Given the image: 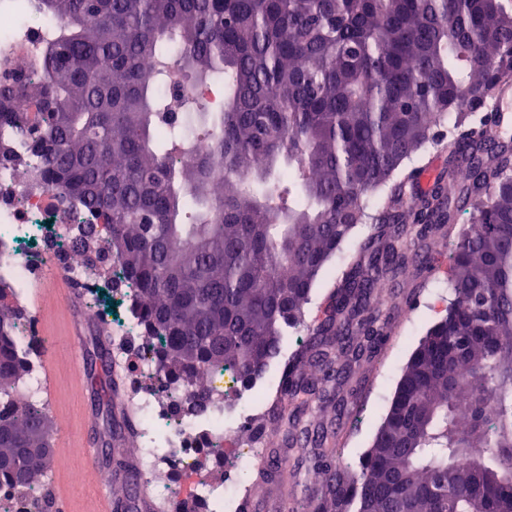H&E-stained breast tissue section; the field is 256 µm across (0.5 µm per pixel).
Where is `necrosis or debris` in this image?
Returning a JSON list of instances; mask_svg holds the SVG:
<instances>
[{
  "instance_id": "4bbe7bcc",
  "label": "necrosis or debris",
  "mask_w": 512,
  "mask_h": 512,
  "mask_svg": "<svg viewBox=\"0 0 512 512\" xmlns=\"http://www.w3.org/2000/svg\"><path fill=\"white\" fill-rule=\"evenodd\" d=\"M59 29L58 21L42 9L40 0H0V62L19 63L33 75H42V48L58 35ZM0 182L12 183L15 187L13 199L0 200V278L13 282L14 303L29 308L38 282L39 265L51 254L62 259L72 282L86 290H96L98 281L87 278L72 257L69 233L57 221V202L52 193L29 191L25 181L9 169H0ZM94 318L112 330L114 362H127L129 353L124 338L136 325L127 299L115 294L111 307L95 309ZM135 370V375L128 380V388L139 418L138 446L132 455L141 475L154 480L166 467L177 465L192 475L194 481L190 489L172 496L176 512H194L196 504L202 500L211 504L213 512H237L251 492L250 485L241 481L239 471L254 464L262 454L261 449L244 448L233 452L228 458L226 479L213 483L193 475L198 437L204 433L212 440H226L229 422L245 420L247 413L264 403L274 386L272 373H265L262 380L241 397L227 400L223 397V373L203 369L212 395L207 417L202 421L183 422L172 418L162 405L158 386L146 383L145 377L152 370L149 357H142Z\"/></svg>"
}]
</instances>
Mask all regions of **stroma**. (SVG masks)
<instances>
[{
	"label": "stroma",
	"instance_id": "stroma-1",
	"mask_svg": "<svg viewBox=\"0 0 512 512\" xmlns=\"http://www.w3.org/2000/svg\"><path fill=\"white\" fill-rule=\"evenodd\" d=\"M447 240L444 234L433 240V269L411 265L399 283L400 290L412 297L411 323L401 324L400 310H393L391 332L385 345L356 369L349 399L357 409L358 420L345 425L340 432L343 464L358 462L371 447L411 352L428 328L445 313L449 299L448 274L444 268ZM35 311L47 328L40 340L42 360L52 363L54 370V385L44 390L42 399L55 423V439L66 438L71 443L67 469L62 471L58 466H50L47 481L55 483L58 473H65L68 512H94L97 497L102 494L118 497L124 474L135 468L124 436L113 438L111 457H104L101 452L104 406L95 381L102 378L103 373L95 354L98 348H111V334L107 331L99 335L91 333L81 340L70 336L73 313L63 299L48 288L40 292ZM80 360L86 364V379L82 382L74 374ZM278 411L275 404L263 407L246 425H233L227 451L248 447L256 440L272 442L271 428ZM288 469L291 473L288 483L269 482L254 491L252 512H286L287 499L308 493L307 463L293 460ZM103 473L111 474L110 486L100 484L99 476Z\"/></svg>",
	"mask_w": 512,
	"mask_h": 512
}]
</instances>
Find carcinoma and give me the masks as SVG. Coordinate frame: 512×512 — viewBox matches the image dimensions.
Here are the masks:
<instances>
[{
    "mask_svg": "<svg viewBox=\"0 0 512 512\" xmlns=\"http://www.w3.org/2000/svg\"><path fill=\"white\" fill-rule=\"evenodd\" d=\"M64 28L43 48L47 79L0 75V166L36 160L41 182L78 201L95 225L71 224L87 265L112 259L131 290L148 380L178 419L203 410L199 370L232 375L238 396L280 353L303 352L280 385L281 442L320 477L292 512H512V140L473 130L450 164L406 203L405 161L455 115L494 123L512 81V0H42ZM197 89L224 85V107L165 96L167 64ZM25 90L36 111L15 105ZM210 138L213 156L193 158ZM387 193L381 212L369 195ZM448 238L451 298L413 350L372 448L356 469L328 447L341 421L315 415L316 394L353 379L383 344L392 277L423 242ZM378 233L304 325L318 277L359 224ZM0 281V512H48L46 466L27 453L54 430L45 403L22 393L30 372L15 341L22 311ZM288 457L268 450L265 479ZM140 476L121 484L132 508ZM41 485L38 494L29 489Z\"/></svg>",
    "mask_w": 512,
    "mask_h": 512,
    "instance_id": "carcinoma-1",
    "label": "carcinoma"
}]
</instances>
